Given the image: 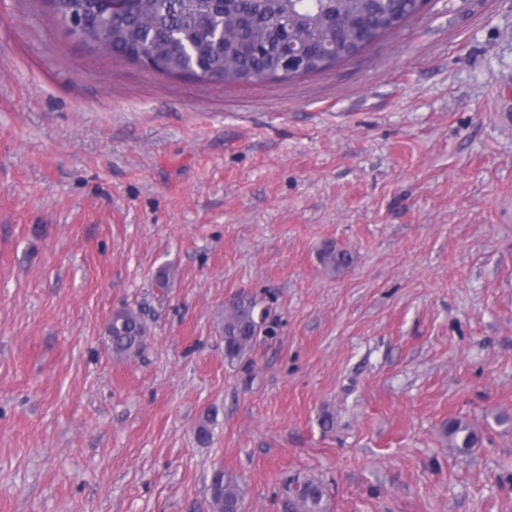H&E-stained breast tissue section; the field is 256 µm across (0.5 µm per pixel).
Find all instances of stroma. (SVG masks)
<instances>
[{
  "label": "stroma",
  "instance_id": "1",
  "mask_svg": "<svg viewBox=\"0 0 512 512\" xmlns=\"http://www.w3.org/2000/svg\"><path fill=\"white\" fill-rule=\"evenodd\" d=\"M241 293L268 317L232 363ZM218 469L245 512L298 475L330 512H512V0L247 85L0 0V512H212ZM107 332L112 352L119 356L139 353L145 344V326L140 315L130 309L113 313ZM446 433L451 447L457 448L459 452H466L478 443L476 431L466 422L458 420L449 422Z\"/></svg>",
  "mask_w": 512,
  "mask_h": 512
}]
</instances>
